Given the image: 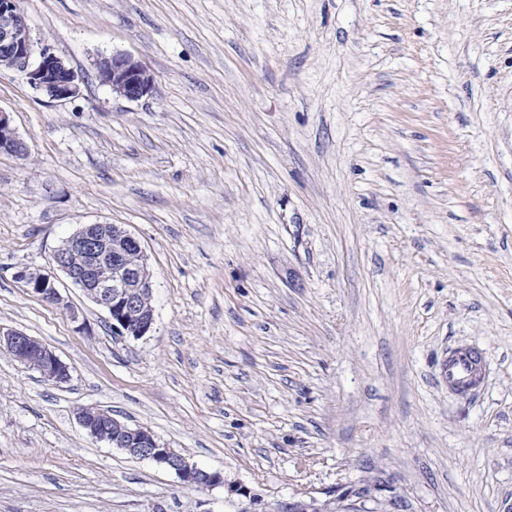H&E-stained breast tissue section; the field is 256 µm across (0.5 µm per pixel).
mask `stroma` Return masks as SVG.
Masks as SVG:
<instances>
[{
	"instance_id": "35a3bbf8",
	"label": "stroma",
	"mask_w": 512,
	"mask_h": 512,
	"mask_svg": "<svg viewBox=\"0 0 512 512\" xmlns=\"http://www.w3.org/2000/svg\"><path fill=\"white\" fill-rule=\"evenodd\" d=\"M19 7L80 92L0 71L29 144L0 154V329L70 379L0 350V512H512V0ZM116 51L149 95L100 81ZM85 224L140 240L146 335L56 273ZM461 346L484 365L470 397L443 373ZM87 406L247 495L92 438ZM98 76L113 94L130 101L148 95L153 88V77L146 67L131 55L116 53L95 61ZM16 279L24 282L31 292L49 305H63V297L58 291L54 278L38 270L22 268L15 274ZM0 349H6L17 361L38 371L56 384L70 379L69 368L47 346L22 332L0 330Z\"/></svg>"
}]
</instances>
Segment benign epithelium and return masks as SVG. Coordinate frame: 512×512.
Segmentation results:
<instances>
[{"label": "benign epithelium", "mask_w": 512, "mask_h": 512, "mask_svg": "<svg viewBox=\"0 0 512 512\" xmlns=\"http://www.w3.org/2000/svg\"><path fill=\"white\" fill-rule=\"evenodd\" d=\"M35 46L18 0H0V70L8 69L25 76L35 89L55 100L76 97L80 92L75 72L60 57L43 49L38 62H32ZM98 76L112 93L129 101H138L153 88V77L132 56L116 53L95 61ZM0 153L24 157L28 145L21 138L9 113L0 110ZM128 250L143 253L140 241L116 224H86L64 239L53 253V263L112 320V328L122 336L139 338L152 327L153 313L141 309V301L152 291V274L147 263L133 266L125 261ZM15 278L24 282L43 302L58 306L63 297L54 278L39 270L22 268ZM0 349L17 361L38 371L55 384L70 379L69 368L47 346L15 330H0ZM78 418L93 438L105 441L127 454L149 460L174 472L188 485L211 487L222 483L231 494L247 491L220 475L190 463L170 448L162 447L143 427H131L99 409H84Z\"/></svg>", "instance_id": "obj_1"}]
</instances>
